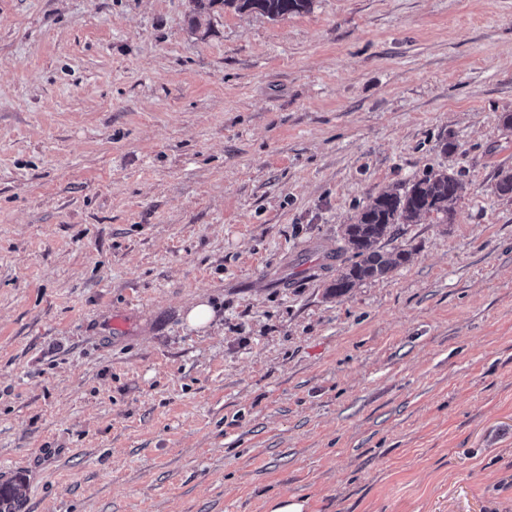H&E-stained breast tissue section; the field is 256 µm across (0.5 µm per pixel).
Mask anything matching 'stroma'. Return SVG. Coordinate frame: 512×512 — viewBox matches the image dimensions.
Here are the masks:
<instances>
[{
	"mask_svg": "<svg viewBox=\"0 0 512 512\" xmlns=\"http://www.w3.org/2000/svg\"><path fill=\"white\" fill-rule=\"evenodd\" d=\"M193 9L0 0V486L512 512V0ZM431 170L452 222L397 225L406 262L330 295L343 226Z\"/></svg>",
	"mask_w": 512,
	"mask_h": 512,
	"instance_id": "obj_1",
	"label": "stroma"
}]
</instances>
